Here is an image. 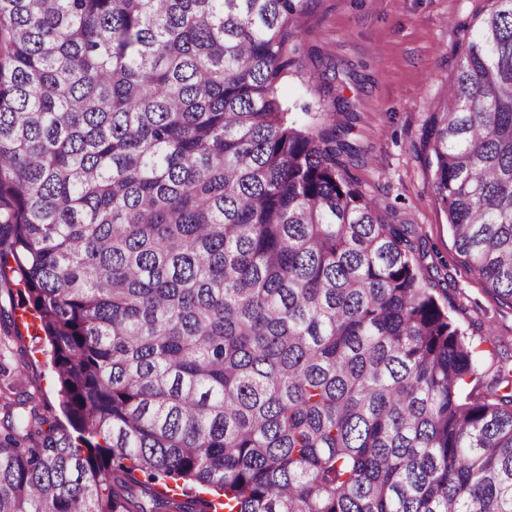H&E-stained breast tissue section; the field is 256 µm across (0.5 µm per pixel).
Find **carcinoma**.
I'll return each mask as SVG.
<instances>
[{
  "label": "carcinoma",
  "instance_id": "obj_1",
  "mask_svg": "<svg viewBox=\"0 0 512 512\" xmlns=\"http://www.w3.org/2000/svg\"><path fill=\"white\" fill-rule=\"evenodd\" d=\"M426 128L463 264L512 309V0ZM314 0H0V277L62 412L0 438V512H512V391L360 193L349 103L278 87ZM207 492L210 497L200 496Z\"/></svg>",
  "mask_w": 512,
  "mask_h": 512
}]
</instances>
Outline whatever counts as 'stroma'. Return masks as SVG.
I'll return each instance as SVG.
<instances>
[{"mask_svg": "<svg viewBox=\"0 0 512 512\" xmlns=\"http://www.w3.org/2000/svg\"><path fill=\"white\" fill-rule=\"evenodd\" d=\"M487 0H316L303 17L298 61L279 88L295 119L319 126L320 98L309 72L332 66L356 115L349 141L365 150L349 163L356 188L377 199L392 223L409 225L413 262L476 350L468 385L483 396L501 368L512 369V309L502 306L460 261L448 216L435 196L424 131L453 78L467 27ZM20 288L0 277V418L59 411L49 356L37 352L34 320L19 308Z\"/></svg>", "mask_w": 512, "mask_h": 512, "instance_id": "1", "label": "stroma"}]
</instances>
